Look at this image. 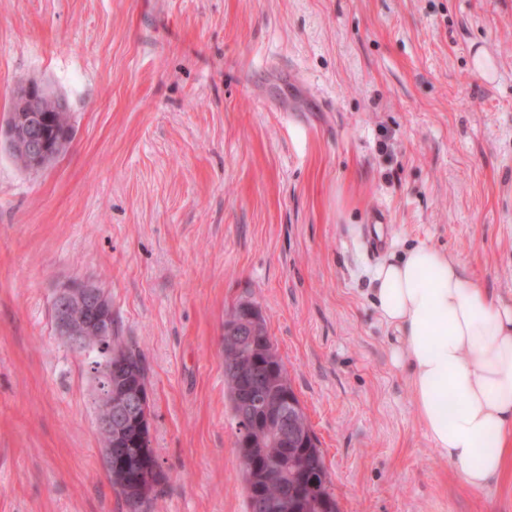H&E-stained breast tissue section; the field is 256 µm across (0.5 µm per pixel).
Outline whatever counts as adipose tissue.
Wrapping results in <instances>:
<instances>
[{"instance_id":"1","label":"adipose tissue","mask_w":512,"mask_h":512,"mask_svg":"<svg viewBox=\"0 0 512 512\" xmlns=\"http://www.w3.org/2000/svg\"><path fill=\"white\" fill-rule=\"evenodd\" d=\"M373 296L403 338L393 359L428 439L467 488L500 482L512 467V303L426 243L380 262Z\"/></svg>"}]
</instances>
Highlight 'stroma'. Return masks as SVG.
Masks as SVG:
<instances>
[{"label": "stroma", "instance_id": "stroma-1", "mask_svg": "<svg viewBox=\"0 0 512 512\" xmlns=\"http://www.w3.org/2000/svg\"><path fill=\"white\" fill-rule=\"evenodd\" d=\"M22 81L67 100L75 136L37 171L0 147V512H129L92 360L55 329L70 280L143 357L155 512H246L241 300L340 512H512V473L470 490L427 438L372 295L424 242L512 302V0H0V128Z\"/></svg>", "mask_w": 512, "mask_h": 512}]
</instances>
